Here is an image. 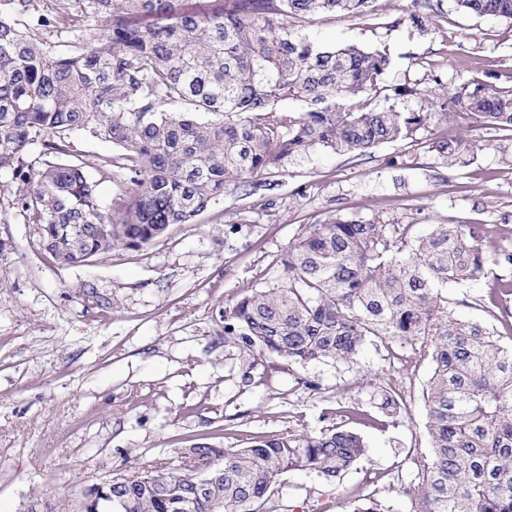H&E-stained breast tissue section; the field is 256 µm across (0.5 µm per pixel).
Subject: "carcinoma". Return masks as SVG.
I'll return each instance as SVG.
<instances>
[{
  "instance_id": "carcinoma-1",
  "label": "carcinoma",
  "mask_w": 512,
  "mask_h": 512,
  "mask_svg": "<svg viewBox=\"0 0 512 512\" xmlns=\"http://www.w3.org/2000/svg\"><path fill=\"white\" fill-rule=\"evenodd\" d=\"M375 0H0V169L13 171L43 249L62 265L112 248H140L172 224H191L224 196L294 157L323 149L359 159L382 144L413 143L434 113L404 112L380 94L384 45H326L307 32L336 15L375 16ZM476 16L512 20V0H454ZM106 15L91 38L81 18ZM38 26L73 38L36 42ZM486 129L512 131V90L482 82L433 93ZM102 137L122 152L95 174L71 161L72 135ZM41 145L42 170L25 156ZM480 149L463 135L432 150L448 167ZM129 191L108 207L99 185L113 169ZM490 256L466 224H434L413 239L395 224L328 217L279 259L282 283L224 307V341L290 364L352 363L366 342L404 341L430 360L424 402L431 447L422 457L411 512H512V345L448 313V284L479 280ZM336 414L373 424L357 406ZM366 453L338 424L288 431L244 445L186 449L185 473L154 466L112 478V500L82 512H258L291 471L332 481ZM349 512H384L355 494Z\"/></svg>"
}]
</instances>
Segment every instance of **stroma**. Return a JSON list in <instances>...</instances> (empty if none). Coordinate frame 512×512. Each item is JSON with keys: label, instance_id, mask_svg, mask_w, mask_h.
I'll return each instance as SVG.
<instances>
[{"label": "stroma", "instance_id": "stroma-1", "mask_svg": "<svg viewBox=\"0 0 512 512\" xmlns=\"http://www.w3.org/2000/svg\"><path fill=\"white\" fill-rule=\"evenodd\" d=\"M376 8L379 21L339 16L308 31L326 43L388 44L386 86L414 90L398 98L400 109L435 114L416 143L384 144L357 160L324 151L293 158L273 174L274 189L229 187L194 223L69 266L45 255L11 170H0V512H23L34 494L57 512H79L103 479L158 462L178 468L197 439L221 448L317 433L351 403L376 419L361 429L366 455L332 483L288 473L273 512H347L352 490L409 512L407 491L430 448V362L398 341L367 344L353 365L262 358L225 343L221 317L245 290L280 284L289 242L329 217L403 224L412 239L433 224H474L487 250L512 229V132L444 118L431 98L440 83L512 88V21L430 0L421 31L408 18L412 0ZM458 133L481 148L451 169L430 144ZM500 278L512 280V266L491 261L480 281L449 284V312L506 334L512 296L495 305L487 297ZM389 385L403 400L394 415L381 407Z\"/></svg>", "mask_w": 512, "mask_h": 512}]
</instances>
